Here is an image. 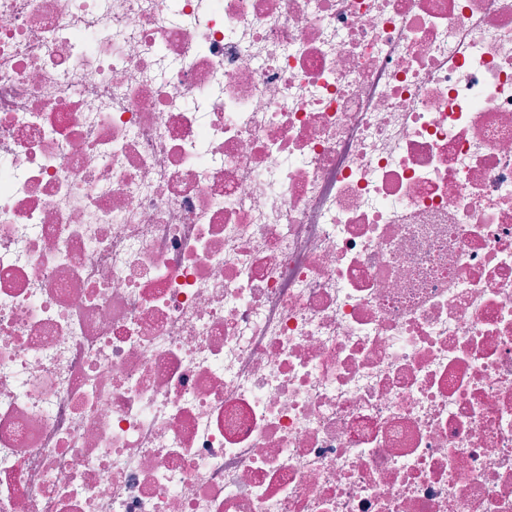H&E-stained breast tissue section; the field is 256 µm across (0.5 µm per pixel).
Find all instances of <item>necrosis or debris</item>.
Instances as JSON below:
<instances>
[{
    "instance_id": "4bbe7bcc",
    "label": "necrosis or debris",
    "mask_w": 512,
    "mask_h": 512,
    "mask_svg": "<svg viewBox=\"0 0 512 512\" xmlns=\"http://www.w3.org/2000/svg\"><path fill=\"white\" fill-rule=\"evenodd\" d=\"M0 512H512V0H0Z\"/></svg>"
}]
</instances>
